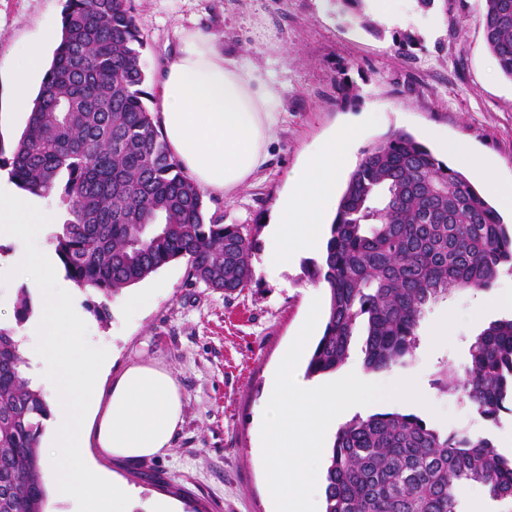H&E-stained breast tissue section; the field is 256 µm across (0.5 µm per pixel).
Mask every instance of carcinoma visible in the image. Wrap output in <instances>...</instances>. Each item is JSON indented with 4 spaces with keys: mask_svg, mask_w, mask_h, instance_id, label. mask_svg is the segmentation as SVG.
I'll return each instance as SVG.
<instances>
[{
    "mask_svg": "<svg viewBox=\"0 0 512 512\" xmlns=\"http://www.w3.org/2000/svg\"><path fill=\"white\" fill-rule=\"evenodd\" d=\"M481 23L512 78V0H485ZM144 49L132 0H67L10 178L66 206L52 242L79 287L110 299L184 259L190 280L238 294L254 279L253 242L244 226L207 217L202 192L169 152L146 104ZM309 269L328 286L329 309L307 375L341 367L360 329L367 370L403 367L428 306L488 290L512 271V232L461 171L394 131L351 172L326 255ZM32 313L23 290L16 325ZM469 354L464 376L447 365L436 384L457 391L488 431H440L399 412L357 416L335 436L324 512H458L459 489L473 483L512 504V457L491 433L512 414V319L491 323ZM26 367L15 330L0 326V512H44L47 497L38 448L50 409Z\"/></svg>",
    "mask_w": 512,
    "mask_h": 512,
    "instance_id": "obj_1",
    "label": "carcinoma"
}]
</instances>
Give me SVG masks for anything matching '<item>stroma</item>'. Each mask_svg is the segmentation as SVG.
Wrapping results in <instances>:
<instances>
[{
	"mask_svg": "<svg viewBox=\"0 0 512 512\" xmlns=\"http://www.w3.org/2000/svg\"><path fill=\"white\" fill-rule=\"evenodd\" d=\"M66 0H0V150L11 153L29 118L14 111L12 79L19 49L61 22ZM146 41L147 89L155 91L179 31L216 35L226 56L258 70L275 68L272 89L282 122L268 160L238 192L205 193L210 216L244 225L258 248L254 281L239 294L191 282L187 263L156 272L164 286L141 314L125 317L119 297L88 292L106 303V320L90 317L92 347L107 348L111 371L133 363L171 371L184 403V420L166 453L129 468L105 456L99 465L132 492L131 512H150L153 499L179 512H274L264 482L262 412L268 383L307 316L314 289L301 259L268 277L261 250L267 223L287 189L289 174L335 128L354 125L361 149L391 131L422 136L432 152L444 141L467 142L512 192V79L489 51L480 18L485 0H394L395 19L373 4L362 16L341 13L335 0H133ZM154 278V279H155ZM476 330L419 340L412 363L399 368L439 411L442 429L481 434L485 422L456 394L438 389L444 363L464 369Z\"/></svg>",
	"mask_w": 512,
	"mask_h": 512,
	"instance_id": "1",
	"label": "stroma"
}]
</instances>
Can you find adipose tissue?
<instances>
[{
  "label": "adipose tissue",
  "instance_id": "1",
  "mask_svg": "<svg viewBox=\"0 0 512 512\" xmlns=\"http://www.w3.org/2000/svg\"><path fill=\"white\" fill-rule=\"evenodd\" d=\"M60 36V27L50 25L41 42L22 49L13 79L16 111H30L46 47ZM274 77V71L261 74L225 56L211 35L181 31L156 103L170 152L200 190L233 194L265 165L281 123V102L269 89ZM359 143L355 129H342L320 141L289 178L267 230L263 263L270 273L287 269L301 254L324 255L336 187ZM53 220L37 208L33 194L0 185V239H42L44 225ZM9 264L41 305L21 339L36 367L34 380L53 406L42 458L56 473L55 495L71 512H130L129 489L95 457L138 465L165 453L183 421L179 386L167 369L134 364L103 388L110 355L87 343L83 290L57 279L44 247L15 253Z\"/></svg>",
  "mask_w": 512,
  "mask_h": 512
}]
</instances>
